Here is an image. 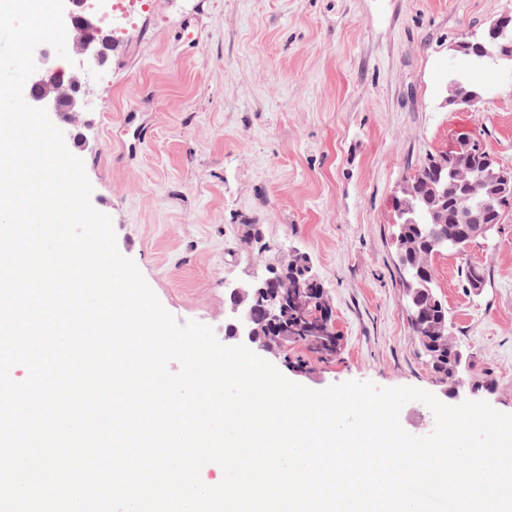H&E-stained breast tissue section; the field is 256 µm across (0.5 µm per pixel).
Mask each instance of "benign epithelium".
Returning <instances> with one entry per match:
<instances>
[{"mask_svg":"<svg viewBox=\"0 0 512 512\" xmlns=\"http://www.w3.org/2000/svg\"><path fill=\"white\" fill-rule=\"evenodd\" d=\"M64 2L65 29L73 35V51L78 59V67L70 72L69 78H64L47 46H37L33 54L36 71L28 79L37 88V94L29 98L27 103L46 109L54 121L60 115H66L67 125L71 126L79 122L88 105L90 89L83 80L84 72L103 66L106 60L101 39V18L97 13L87 11L85 0ZM486 213L484 208L466 206L458 212V223L466 225L467 235H484L492 228V225L486 223ZM224 336L227 340L249 346L268 356L278 355L285 347L286 340L284 336L263 339L252 328L244 291L240 286L228 289L227 307L224 309ZM464 386L467 387L466 397L471 400L483 399L489 393V389L478 382H467L460 375L445 390V394L457 399L460 397V388Z\"/></svg>","mask_w":512,"mask_h":512,"instance_id":"obj_1","label":"benign epithelium"}]
</instances>
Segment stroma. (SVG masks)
Returning a JSON list of instances; mask_svg holds the SVG:
<instances>
[{"label": "stroma", "mask_w": 512, "mask_h": 512, "mask_svg": "<svg viewBox=\"0 0 512 512\" xmlns=\"http://www.w3.org/2000/svg\"><path fill=\"white\" fill-rule=\"evenodd\" d=\"M87 73L92 103L70 145L164 309L224 335L225 289L270 262L310 257L339 346H289L274 366L312 390L346 381L442 396L410 328L392 198L426 153L473 134L512 169V72L479 76L481 101L446 105L456 46L512 0H146ZM260 225L245 245L246 225ZM486 288H463L464 262ZM467 374L512 414V214L466 256L432 260ZM305 356L299 371L290 358Z\"/></svg>", "instance_id": "35a3bbf8"}]
</instances>
